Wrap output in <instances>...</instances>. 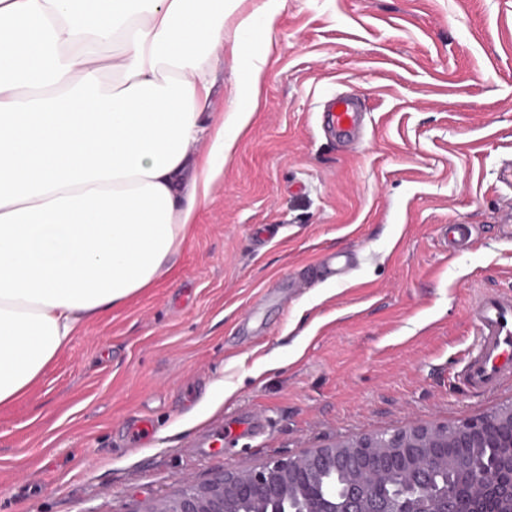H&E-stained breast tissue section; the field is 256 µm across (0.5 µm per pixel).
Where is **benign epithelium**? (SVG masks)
I'll use <instances>...</instances> for the list:
<instances>
[{"label": "benign epithelium", "mask_w": 512, "mask_h": 512, "mask_svg": "<svg viewBox=\"0 0 512 512\" xmlns=\"http://www.w3.org/2000/svg\"><path fill=\"white\" fill-rule=\"evenodd\" d=\"M498 448L493 466L461 470V484L482 491L469 512H484L487 498L512 512V407L469 418L448 428L418 425L391 433L386 447L376 436L268 460L245 471H226L204 486L186 482L185 492L161 499L146 512H460L459 499L435 483L436 468L448 465V447ZM346 476L341 490L328 473ZM397 474L395 494L378 480Z\"/></svg>", "instance_id": "7a95c632"}]
</instances>
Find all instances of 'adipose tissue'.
I'll return each mask as SVG.
<instances>
[{
  "mask_svg": "<svg viewBox=\"0 0 512 512\" xmlns=\"http://www.w3.org/2000/svg\"><path fill=\"white\" fill-rule=\"evenodd\" d=\"M0 0V405L166 272L259 105L209 118L224 21L271 42L285 0ZM111 53H104V46Z\"/></svg>",
  "mask_w": 512,
  "mask_h": 512,
  "instance_id": "adipose-tissue-1",
  "label": "adipose tissue"
}]
</instances>
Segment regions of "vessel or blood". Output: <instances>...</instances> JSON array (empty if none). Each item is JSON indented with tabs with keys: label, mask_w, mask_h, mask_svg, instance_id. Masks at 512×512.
<instances>
[{
	"label": "vessel or blood",
	"mask_w": 512,
	"mask_h": 512,
	"mask_svg": "<svg viewBox=\"0 0 512 512\" xmlns=\"http://www.w3.org/2000/svg\"><path fill=\"white\" fill-rule=\"evenodd\" d=\"M360 122L355 101L348 97L332 99L322 124L343 144L353 143ZM478 348L464 366L469 388L484 393L512 381V298L490 291L482 295L472 311Z\"/></svg>",
	"instance_id": "vessel-or-blood-1"
}]
</instances>
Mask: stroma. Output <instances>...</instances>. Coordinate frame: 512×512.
Segmentation results:
<instances>
[{
    "label": "stroma",
    "mask_w": 512,
    "mask_h": 512,
    "mask_svg": "<svg viewBox=\"0 0 512 512\" xmlns=\"http://www.w3.org/2000/svg\"><path fill=\"white\" fill-rule=\"evenodd\" d=\"M259 51L261 105L167 273L0 408V512H140L189 478L512 406V383L461 376L477 300L512 296V0H286ZM347 94L352 147L321 121Z\"/></svg>",
    "instance_id": "35a3bbf8"
}]
</instances>
